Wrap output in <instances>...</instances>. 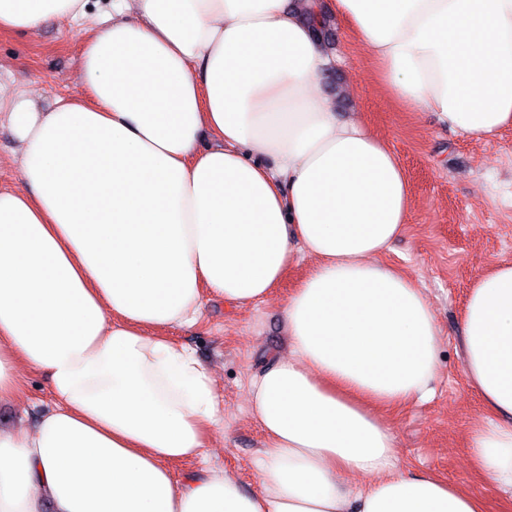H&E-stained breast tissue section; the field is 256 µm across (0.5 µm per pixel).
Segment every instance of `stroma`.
<instances>
[{"mask_svg": "<svg viewBox=\"0 0 512 512\" xmlns=\"http://www.w3.org/2000/svg\"><path fill=\"white\" fill-rule=\"evenodd\" d=\"M85 21L51 18L28 32L0 34V82L30 91L41 109L82 90L80 58ZM331 53L341 59L328 71V92H340V112L387 139L408 177L412 203L404 234L384 257L423 288L441 331L433 395L384 411L402 461L416 473L468 488L489 501V512L505 506L469 469L468 436L481 412L470 389L460 349L463 310L473 281L502 262H512V126L495 137L471 140L431 112L399 107L379 84L373 61L342 22L333 24ZM311 259L291 268L263 302L238 307L210 300L198 323L175 328L173 340L190 347L215 378L224 432L207 454L175 465L177 478L213 467L224 469L244 491L259 487L256 461L265 435L248 403L251 381L275 355L288 349L282 306L303 278ZM19 401L0 405V430L33 428L52 405L42 376L20 371Z\"/></svg>", "mask_w": 512, "mask_h": 512, "instance_id": "stroma-1", "label": "stroma"}]
</instances>
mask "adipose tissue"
Here are the masks:
<instances>
[{"label":"adipose tissue","instance_id":"ef3b65f1","mask_svg":"<svg viewBox=\"0 0 512 512\" xmlns=\"http://www.w3.org/2000/svg\"><path fill=\"white\" fill-rule=\"evenodd\" d=\"M87 2L0 0V32ZM304 5L322 8L112 0L84 40L81 94L42 112L0 84L22 174L0 190V404L22 396L21 366L53 398L34 431H0V512H486L464 483L406 470L378 414L427 394L440 330L423 290L378 261L406 229L409 182L324 91L336 60ZM331 10L408 110L474 140L512 125V0ZM301 254L288 351L249 391L258 490L219 468L178 480L224 423L211 372L170 329L210 294L265 300ZM461 334L483 408L470 463L512 505V262L476 279Z\"/></svg>","mask_w":512,"mask_h":512}]
</instances>
